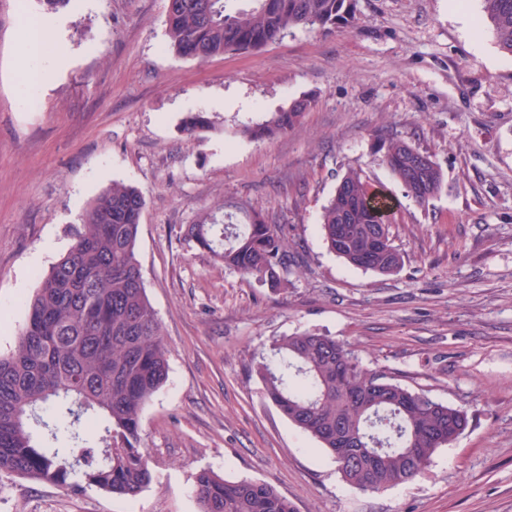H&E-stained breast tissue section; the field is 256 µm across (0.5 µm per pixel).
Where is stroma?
I'll use <instances>...</instances> for the list:
<instances>
[{
    "label": "stroma",
    "mask_w": 512,
    "mask_h": 512,
    "mask_svg": "<svg viewBox=\"0 0 512 512\" xmlns=\"http://www.w3.org/2000/svg\"><path fill=\"white\" fill-rule=\"evenodd\" d=\"M167 0H73L54 11L66 56L29 104L20 11L0 0V354L20 299L72 244L106 185L142 194L137 260L169 348V378L142 415L153 481L136 498L0 474V512H198L210 468L275 488L296 512H512V55L480 0H357L353 28L297 30L258 53L205 62L165 47ZM311 102L265 142L242 125ZM215 130H180L189 112ZM432 155L442 192L407 198L377 137ZM361 168L401 209L402 268L380 275L331 253L317 230L343 173ZM245 202L285 228L291 260L273 288L182 238L204 208ZM312 331L351 344L370 369L464 407L467 429L422 476L380 492L341 478L319 443L264 395L253 360Z\"/></svg>",
    "instance_id": "1"
}]
</instances>
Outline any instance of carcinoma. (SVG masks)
<instances>
[{
  "label": "carcinoma",
  "instance_id": "carcinoma-1",
  "mask_svg": "<svg viewBox=\"0 0 512 512\" xmlns=\"http://www.w3.org/2000/svg\"><path fill=\"white\" fill-rule=\"evenodd\" d=\"M167 48L204 62L228 52H260L295 29L331 34L356 23V0H250L234 13L227 0H167ZM498 46L512 55V0H481ZM311 105L294 100L245 126L263 142L299 126ZM214 128L207 112H189L181 131L198 138ZM383 162L420 205L442 190L432 156L411 142L381 139ZM389 199L363 171L349 168L323 207L318 231L347 264L390 275L403 256L393 245ZM144 199L114 181L87 206L73 242L24 301L15 350L0 356V473L73 493L98 489L136 497L153 472L141 435L145 405L166 383L168 347L136 258ZM217 219L204 213L183 239L209 251L244 278L286 285L280 225L256 210ZM265 397L336 460L343 481L378 492L420 476L450 437L468 426L467 411L410 390L365 367L349 345L312 332L272 342L256 358ZM199 512H295L273 487L229 481L210 469L195 477Z\"/></svg>",
  "mask_w": 512,
  "mask_h": 512
}]
</instances>
